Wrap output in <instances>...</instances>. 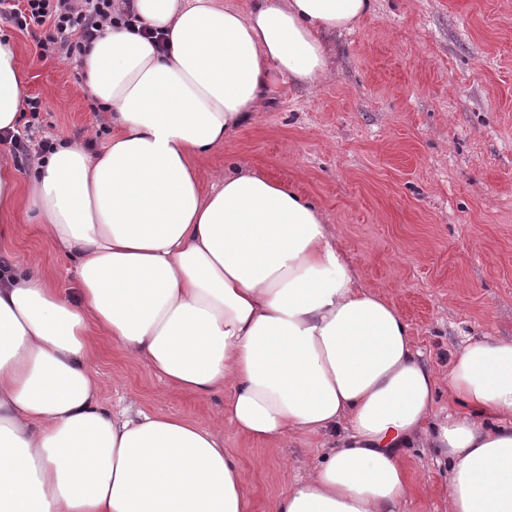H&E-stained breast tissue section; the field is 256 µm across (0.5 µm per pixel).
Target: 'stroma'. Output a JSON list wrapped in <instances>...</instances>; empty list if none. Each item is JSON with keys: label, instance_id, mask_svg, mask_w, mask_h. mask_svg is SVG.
Instances as JSON below:
<instances>
[{"label": "stroma", "instance_id": "1", "mask_svg": "<svg viewBox=\"0 0 512 512\" xmlns=\"http://www.w3.org/2000/svg\"><path fill=\"white\" fill-rule=\"evenodd\" d=\"M18 51L26 98L40 101L33 141L94 140L112 128L78 61L39 59L36 39L0 15ZM331 67L315 87H274L255 123L196 161L202 177L234 160L312 201L363 287L382 293L410 324L437 375L450 353L486 336L512 339V0H374L351 31L328 40ZM36 265L56 288L74 263L18 206L0 254ZM99 403L206 426L224 393L200 397L165 385L108 336L93 342ZM242 466L253 512H271L286 474H305L319 438L273 442L224 430ZM409 492L400 512H448V466L414 442L402 449Z\"/></svg>", "mask_w": 512, "mask_h": 512}]
</instances>
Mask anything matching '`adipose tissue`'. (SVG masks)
Here are the masks:
<instances>
[{
    "label": "adipose tissue",
    "mask_w": 512,
    "mask_h": 512,
    "mask_svg": "<svg viewBox=\"0 0 512 512\" xmlns=\"http://www.w3.org/2000/svg\"><path fill=\"white\" fill-rule=\"evenodd\" d=\"M82 58L114 133L93 153L58 142L20 177L0 161V222L25 204L75 261L76 298L35 270L0 271V512H252L224 447L231 425L270 442L304 432L327 452L272 512H398L400 451L448 462V512H512V339L454 351L449 399L387 298L361 287L314 204L233 163L202 192L196 160L251 124L282 79L315 84L326 37L370 0H134ZM165 31L159 51L140 27ZM23 81L0 35V131ZM120 341L167 384L227 391L210 426L118 420L98 402L94 336Z\"/></svg>",
    "instance_id": "adipose-tissue-1"
}]
</instances>
